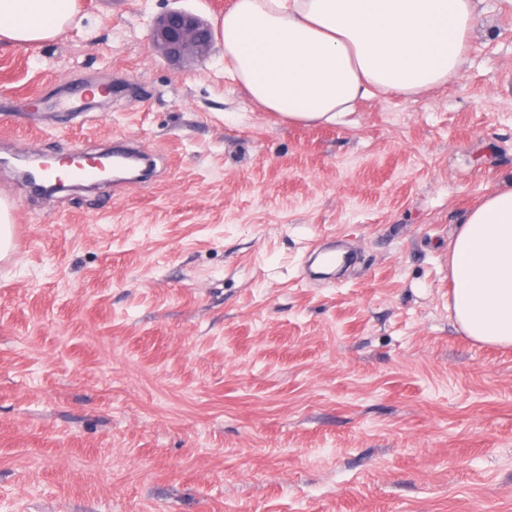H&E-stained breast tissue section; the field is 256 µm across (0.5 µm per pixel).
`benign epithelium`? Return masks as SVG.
<instances>
[{
    "label": "benign epithelium",
    "instance_id": "benign-epithelium-1",
    "mask_svg": "<svg viewBox=\"0 0 512 512\" xmlns=\"http://www.w3.org/2000/svg\"><path fill=\"white\" fill-rule=\"evenodd\" d=\"M152 43L155 51L166 61L181 67L203 62L214 45L211 26L198 15L184 9H170L151 20ZM13 158L23 167L21 175L32 180L31 163L44 169L49 163L33 154L15 153Z\"/></svg>",
    "mask_w": 512,
    "mask_h": 512
}]
</instances>
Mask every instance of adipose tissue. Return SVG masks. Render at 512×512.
<instances>
[{
    "label": "adipose tissue",
    "instance_id": "adipose-tissue-1",
    "mask_svg": "<svg viewBox=\"0 0 512 512\" xmlns=\"http://www.w3.org/2000/svg\"><path fill=\"white\" fill-rule=\"evenodd\" d=\"M79 0H0V43L39 47ZM474 0H233L215 34L224 71L289 123H337L379 92L415 96L456 76ZM455 319L512 346V176L471 209L451 245Z\"/></svg>",
    "mask_w": 512,
    "mask_h": 512
}]
</instances>
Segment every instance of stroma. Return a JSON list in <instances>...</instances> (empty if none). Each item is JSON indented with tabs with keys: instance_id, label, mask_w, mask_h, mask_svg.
<instances>
[{
	"instance_id": "obj_1",
	"label": "stroma",
	"mask_w": 512,
	"mask_h": 512,
	"mask_svg": "<svg viewBox=\"0 0 512 512\" xmlns=\"http://www.w3.org/2000/svg\"><path fill=\"white\" fill-rule=\"evenodd\" d=\"M232 2L80 0L0 44V157L153 164L49 196L0 167V512H512V348L449 308L456 228L512 173V13L479 0L448 85L306 126L222 43L153 52L152 17ZM331 241L349 262L310 279Z\"/></svg>"
}]
</instances>
